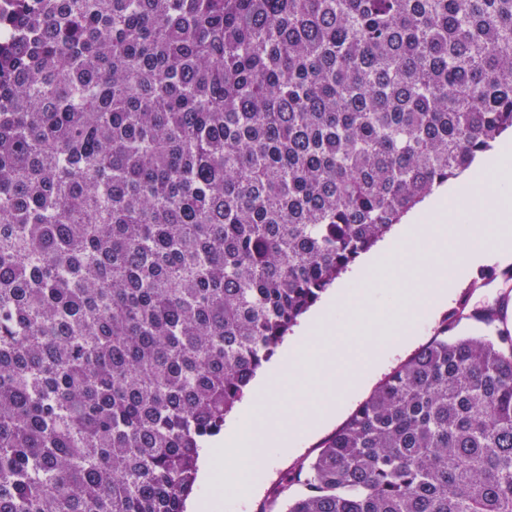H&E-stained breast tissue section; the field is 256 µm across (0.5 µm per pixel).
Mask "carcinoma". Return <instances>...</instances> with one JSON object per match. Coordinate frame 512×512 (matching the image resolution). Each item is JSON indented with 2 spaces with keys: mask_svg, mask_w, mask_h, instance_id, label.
I'll list each match as a JSON object with an SVG mask.
<instances>
[{
  "mask_svg": "<svg viewBox=\"0 0 512 512\" xmlns=\"http://www.w3.org/2000/svg\"><path fill=\"white\" fill-rule=\"evenodd\" d=\"M512 131V0H0V512H185L288 331ZM449 322L270 512H512V331ZM389 234V233H388ZM387 234V235H388ZM387 235L382 238L381 240H379L368 252H366L365 254H362L361 257L357 260V262L352 265L347 272H345L344 274H342L338 279H336V282L330 287L328 288V290L321 296V298L326 294L328 293L329 291L333 290V287L336 285V283H339L341 281H344L346 279H348L352 273L354 272V270L356 269L357 265L359 264L360 260L362 259V257L372 251H375L377 250L380 245L382 244V242L386 239ZM321 298L317 301V303L315 305H313L309 311L301 318V320L299 321L298 325L293 327L292 330L288 333V335L285 337L283 343L280 345V347L277 349V352L275 353V355L271 358V360L267 363L264 364L263 368L261 370H259L256 374V376L263 372L264 370H266L271 364H273L275 361H277L281 355L283 354L285 348L288 346V344L296 337V335L299 333V331L301 330V328L303 327V325L305 324L308 316L312 313V311L315 309L316 305L318 304V302L321 300ZM255 376V377H256ZM254 377V378H255ZM253 378V379H254Z\"/></svg>",
  "mask_w": 512,
  "mask_h": 512,
  "instance_id": "cac0c4a2",
  "label": "carcinoma"
}]
</instances>
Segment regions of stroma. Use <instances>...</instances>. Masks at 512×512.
Instances as JSON below:
<instances>
[{
    "label": "stroma",
    "mask_w": 512,
    "mask_h": 512,
    "mask_svg": "<svg viewBox=\"0 0 512 512\" xmlns=\"http://www.w3.org/2000/svg\"><path fill=\"white\" fill-rule=\"evenodd\" d=\"M512 275V260L492 259L469 271L456 288L447 305L436 308L432 317L414 321L402 335L392 337V347L381 364L372 369L366 383L349 390L336 416L321 425L312 434L297 437L292 451L275 455L269 466L261 471L243 474L238 464L239 451L220 448L219 464L231 479L249 477L256 482V493L246 497L218 495L214 512H269L285 475L303 470L320 453L324 443L349 419L357 406L366 400L397 367L410 359L419 348L428 343L448 317H456L455 334L462 336H492L495 326L475 319L471 311L486 303L500 305L503 322L512 329V289L505 282Z\"/></svg>",
    "instance_id": "stroma-1"
}]
</instances>
